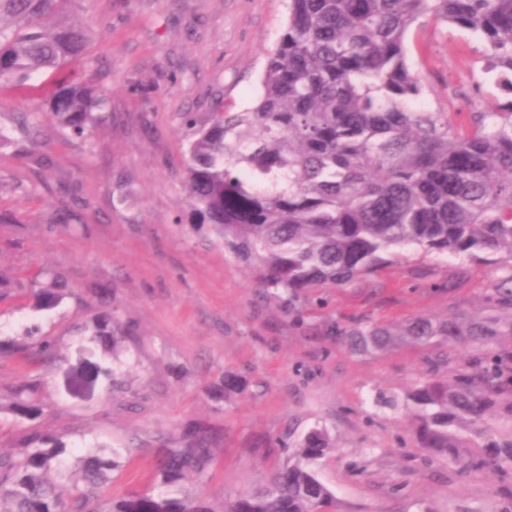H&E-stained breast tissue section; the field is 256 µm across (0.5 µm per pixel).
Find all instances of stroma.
Returning <instances> with one entry per match:
<instances>
[{"mask_svg": "<svg viewBox=\"0 0 512 512\" xmlns=\"http://www.w3.org/2000/svg\"><path fill=\"white\" fill-rule=\"evenodd\" d=\"M68 20L90 33L76 73L111 92V118L90 133L63 132L40 108L65 71L46 73L35 90L0 91V127L34 115L31 139L0 154V343L47 336L56 362L43 368L0 356V452L25 428L10 410L19 382L42 381L43 413L33 424L62 438L69 488L77 455L100 445L131 452L108 490L119 496L155 485L154 448L194 426L219 436L203 482L188 480L214 507L264 482L276 459L313 427L336 447L318 463L340 512H485L512 476L426 461L403 404L422 377L444 378L461 364L512 351L502 342L407 343L360 352L335 328L391 325L420 315L481 314L512 260L426 255L408 247L377 273L319 288L290 308L259 290L250 269L207 227L187 223L181 115L205 121L216 104L248 107L269 51L287 18L286 0H73ZM472 32L428 22L408 38L412 69L426 85L420 108L454 113L499 107L512 92L486 72ZM54 167L35 168L31 155ZM76 217L52 223L61 208ZM48 269L68 294L55 309H33ZM129 327L117 354L90 340L102 313ZM96 375H87L88 366ZM246 379L244 394L214 399L225 373ZM394 399L376 404L378 395Z\"/></svg>", "mask_w": 512, "mask_h": 512, "instance_id": "35a3bbf8", "label": "stroma"}]
</instances>
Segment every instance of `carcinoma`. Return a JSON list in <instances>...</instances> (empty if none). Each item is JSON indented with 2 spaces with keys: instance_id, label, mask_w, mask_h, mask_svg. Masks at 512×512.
Masks as SVG:
<instances>
[{
  "instance_id": "cac0c4a2",
  "label": "carcinoma",
  "mask_w": 512,
  "mask_h": 512,
  "mask_svg": "<svg viewBox=\"0 0 512 512\" xmlns=\"http://www.w3.org/2000/svg\"><path fill=\"white\" fill-rule=\"evenodd\" d=\"M73 0H0V86H24L82 59L90 35L56 20ZM423 17L479 34L486 70L512 90V0H288V21L271 50L253 106H217L198 124L183 116L186 219L209 225L224 247L253 271L261 288L292 306L313 288L343 286L375 273L394 250L512 260V102L506 111L477 108L448 116L416 109L425 86L408 64L407 35ZM109 109L106 91L80 77L60 82L48 114L63 131L95 128ZM34 295L53 309L66 295L60 276ZM496 313L447 319L418 317L402 325L349 331L361 351L409 339L431 347L512 341V273L491 297ZM125 330L103 314L92 336L106 352ZM18 351L49 361L47 338ZM224 376L216 397L240 393ZM12 411L42 412L39 383L11 389ZM416 446L459 472L512 470V438L484 428L488 415L512 410V365L494 358L472 372L425 378L407 391ZM212 434L201 426L183 445L155 449L157 489L107 498L120 452L101 446L77 460L71 489L59 490L60 437L33 427L14 451L0 453V512H336V497L317 465L335 447L324 428L295 442L288 461L273 462L266 484L217 510L207 500L177 496L190 476L214 461Z\"/></svg>"
}]
</instances>
